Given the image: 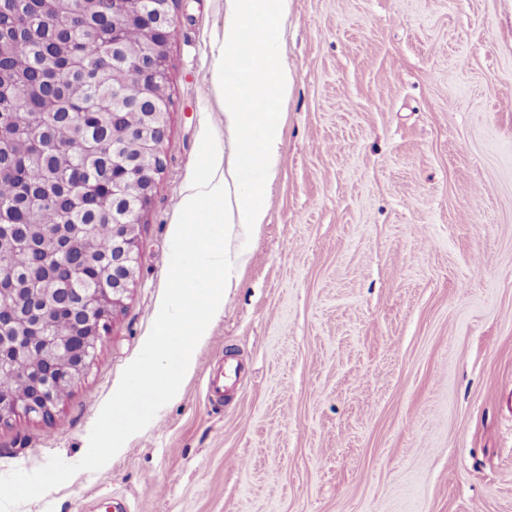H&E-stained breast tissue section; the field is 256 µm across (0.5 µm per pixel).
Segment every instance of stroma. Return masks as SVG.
I'll return each mask as SVG.
<instances>
[{"instance_id":"obj_1","label":"stroma","mask_w":512,"mask_h":512,"mask_svg":"<svg viewBox=\"0 0 512 512\" xmlns=\"http://www.w3.org/2000/svg\"><path fill=\"white\" fill-rule=\"evenodd\" d=\"M225 0H173L163 168L136 282L0 474L80 460L146 341L205 129ZM268 220L178 399L17 512H512V0H290ZM224 373V396L205 392Z\"/></svg>"}]
</instances>
